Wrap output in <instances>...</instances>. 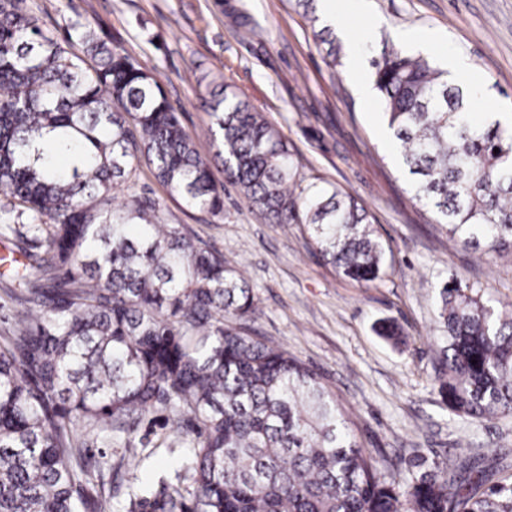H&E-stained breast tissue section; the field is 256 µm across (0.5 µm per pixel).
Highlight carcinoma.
<instances>
[{
  "label": "carcinoma",
  "instance_id": "1",
  "mask_svg": "<svg viewBox=\"0 0 512 512\" xmlns=\"http://www.w3.org/2000/svg\"><path fill=\"white\" fill-rule=\"evenodd\" d=\"M23 2L0 0L3 230L49 231L12 273L25 308L0 338V512H82L94 493L100 512L120 497L125 512H512V484L475 456L418 459L387 481L319 376L231 322L254 309L242 271L131 190L144 164L187 207H224L159 80L88 25L59 39ZM372 67L413 198L479 258L511 247L512 129L428 57L385 46ZM199 99L255 215L308 225L326 264L380 278L363 206L297 183L287 141L246 97L223 86ZM438 316L446 406L512 414V313L445 284ZM157 413L177 417L164 439L186 449L168 472L124 491L89 470V448L131 450Z\"/></svg>",
  "mask_w": 512,
  "mask_h": 512
}]
</instances>
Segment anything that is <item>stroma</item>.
<instances>
[{"label": "stroma", "instance_id": "stroma-1", "mask_svg": "<svg viewBox=\"0 0 512 512\" xmlns=\"http://www.w3.org/2000/svg\"><path fill=\"white\" fill-rule=\"evenodd\" d=\"M45 28L65 36L72 25L92 26L112 46L155 74L184 129L224 188V212L188 209L148 169L137 191L163 199L170 223L194 242L245 261L256 309L242 318L251 335L278 346L316 372L336 394L353 434L373 465L403 478L412 460L445 464L475 455L487 470L512 466V415L464 418L446 407L435 383L442 346L438 292L459 283L499 307L512 308V253L477 262L472 249L452 243L443 226L413 199L396 150L380 133L387 124L379 101L360 100L347 77L349 45L323 22H310L296 0H26ZM368 18L350 14L347 26L364 36L370 55L385 42L425 52L446 65L465 55L478 111L512 114V0H369ZM247 12L256 25L241 38L231 14ZM402 32L432 33L441 48L399 41ZM336 67L323 59L328 43ZM232 84L288 142L303 185L337 190L365 206L386 262L375 282H355L325 264L303 224H268L252 214L208 138L210 118L200 106L201 78ZM397 325L393 346L375 331ZM141 448L119 458L113 449L92 456L106 480L130 483L146 470L168 471L171 454L141 426Z\"/></svg>", "mask_w": 512, "mask_h": 512}]
</instances>
